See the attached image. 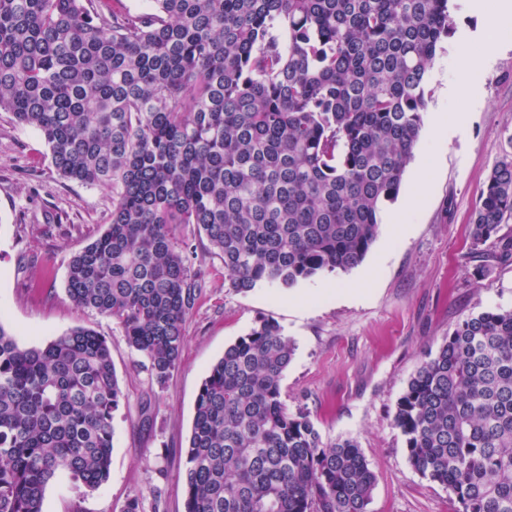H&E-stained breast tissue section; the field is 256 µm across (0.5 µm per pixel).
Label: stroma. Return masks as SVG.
<instances>
[{
	"label": "stroma",
	"instance_id": "obj_1",
	"mask_svg": "<svg viewBox=\"0 0 512 512\" xmlns=\"http://www.w3.org/2000/svg\"><path fill=\"white\" fill-rule=\"evenodd\" d=\"M453 36L441 42L425 82L426 110L403 185L432 171L423 203L395 200L382 213L365 259L283 288L238 293L224 264L190 226L202 287L185 325L181 359L165 383L112 318L73 306L65 291L69 259L109 222L107 190L58 176L40 133L0 111V325L20 345L42 346L76 326L94 329L111 349L125 400L113 420L110 476L98 489L62 475L45 491L43 512H122L139 497L143 512H184L185 447L210 367L261 320L277 322L296 346L284 374L289 411L308 412L324 442L355 438L376 485L367 512H456L448 492L410 465L393 425L396 403L427 352L461 319L512 307V264H488L474 250L472 214L489 175L512 151V22L480 70L470 103L449 95L460 44L483 35L471 0H451ZM446 113L448 137L428 132ZM490 265L483 277L476 271Z\"/></svg>",
	"mask_w": 512,
	"mask_h": 512
}]
</instances>
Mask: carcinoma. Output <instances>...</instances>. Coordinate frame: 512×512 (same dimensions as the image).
<instances>
[{
  "label": "carcinoma",
  "mask_w": 512,
  "mask_h": 512,
  "mask_svg": "<svg viewBox=\"0 0 512 512\" xmlns=\"http://www.w3.org/2000/svg\"><path fill=\"white\" fill-rule=\"evenodd\" d=\"M0 0V111L40 132L57 174L112 194L71 256L77 308L121 325L163 384L199 275L192 224L239 293L364 260L400 192L452 34L449 0ZM512 155L493 169L472 244L512 262ZM295 345L263 320L199 389L185 512H366L375 474L354 438L325 443L282 400ZM125 395L107 341L75 327L22 347L0 324V512H43L67 474H110ZM409 462L457 512H512V308L460 320L393 419Z\"/></svg>",
  "instance_id": "1"
}]
</instances>
